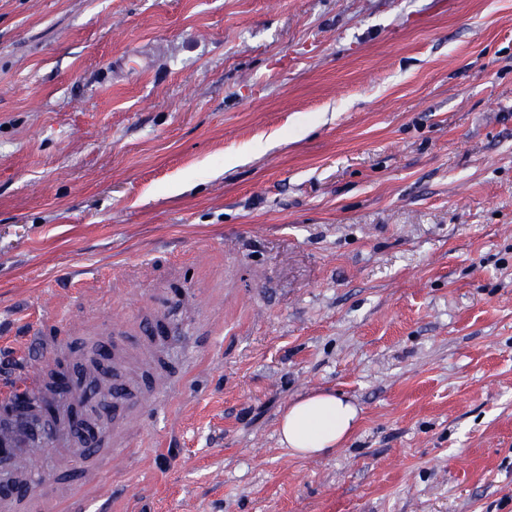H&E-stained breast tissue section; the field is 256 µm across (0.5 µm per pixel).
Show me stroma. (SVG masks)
Here are the masks:
<instances>
[{
	"mask_svg": "<svg viewBox=\"0 0 512 512\" xmlns=\"http://www.w3.org/2000/svg\"><path fill=\"white\" fill-rule=\"evenodd\" d=\"M156 346L86 512H512V0H0V393ZM165 316L156 341L148 323ZM361 411L292 456V401ZM58 358H59L58 354H55V353L46 354L43 357V361H42L41 365L36 366L34 368L33 373L31 374L30 382L28 384H25V385L19 387L15 391L9 392L6 396L4 394L1 395L2 398L6 399V398L14 397L19 392L20 393L27 392V393L32 394V392H34L36 390V388L42 381L43 377L48 372H50L51 370H53L56 367V362H57ZM165 390H167L166 385L160 386L151 392L149 398L135 399L131 402L125 427L122 430L116 431L112 437L113 448L111 447L110 451L112 453V460L116 465L121 464L123 448H127L126 430L141 422L138 416L145 407H156L158 405L157 395ZM360 425L358 408L333 391L322 390L291 403L279 419V441L298 457L341 448Z\"/></svg>",
	"mask_w": 512,
	"mask_h": 512,
	"instance_id": "obj_1",
	"label": "stroma"
}]
</instances>
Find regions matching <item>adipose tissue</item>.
<instances>
[{
    "label": "adipose tissue",
    "instance_id": "adipose-tissue-1",
    "mask_svg": "<svg viewBox=\"0 0 512 512\" xmlns=\"http://www.w3.org/2000/svg\"><path fill=\"white\" fill-rule=\"evenodd\" d=\"M360 425L358 408L322 390L291 403L279 419V441L298 457L320 456L342 447Z\"/></svg>",
    "mask_w": 512,
    "mask_h": 512
}]
</instances>
